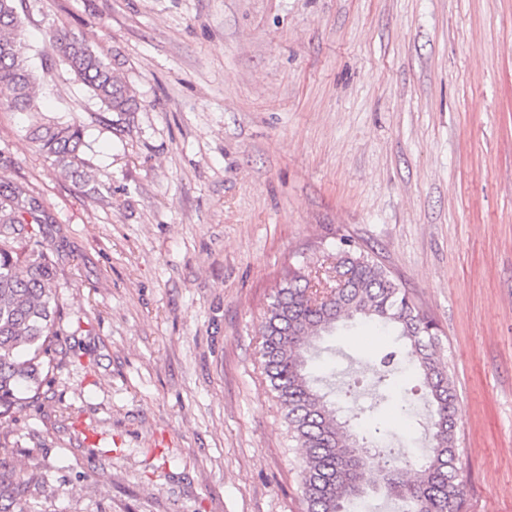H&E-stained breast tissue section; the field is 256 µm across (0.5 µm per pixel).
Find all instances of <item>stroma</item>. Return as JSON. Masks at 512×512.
<instances>
[{"label": "stroma", "mask_w": 512, "mask_h": 512, "mask_svg": "<svg viewBox=\"0 0 512 512\" xmlns=\"http://www.w3.org/2000/svg\"><path fill=\"white\" fill-rule=\"evenodd\" d=\"M42 111L86 128L87 194L0 106V181L54 217L63 327L40 401L0 420L26 512H306L301 451L259 367L286 266L347 241L438 327L464 512H512V0H17ZM112 60L103 109L46 36ZM346 410L376 404L372 327L325 337Z\"/></svg>", "instance_id": "1"}]
</instances>
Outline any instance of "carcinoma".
I'll list each match as a JSON object with an SVG mask.
<instances>
[{
  "instance_id": "carcinoma-1",
  "label": "carcinoma",
  "mask_w": 512,
  "mask_h": 512,
  "mask_svg": "<svg viewBox=\"0 0 512 512\" xmlns=\"http://www.w3.org/2000/svg\"><path fill=\"white\" fill-rule=\"evenodd\" d=\"M52 55L64 62L107 112L131 116L139 109L136 93L117 76L112 60L83 37L62 29L49 33ZM9 91L8 107L40 113L39 85L18 33L16 0H0V89ZM29 134L57 168L79 178L88 192L100 191L81 158L84 129L50 119L32 121ZM54 219L42 202L17 184L0 183V419L17 406L39 402L46 381L45 357L58 337L61 308L57 261L39 239L35 224ZM347 287L314 306L306 295V275L287 269L261 327V367L284 412L297 447L308 512H350L363 497L364 474L377 465L390 494L428 512H462L464 485L456 465L458 412L449 366L437 352L433 320L422 313L390 273L361 251H336ZM372 322L390 328L400 346L381 359L389 366L404 359L421 380L433 407L426 430L430 452L412 463L405 455L371 459L359 446L385 433L364 422L356 430L341 420L331 393L310 368L317 340L340 325ZM0 512H26L22 490L0 481Z\"/></svg>"
}]
</instances>
